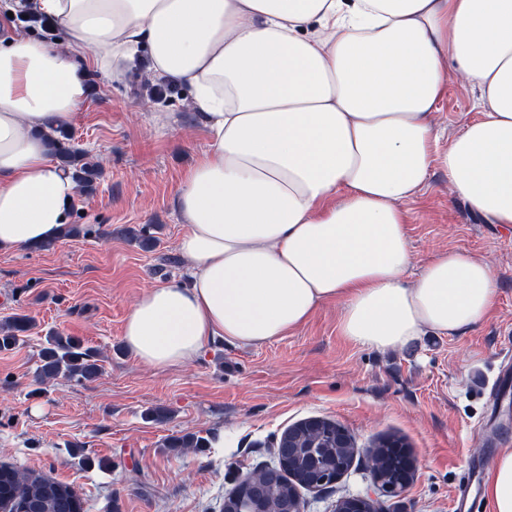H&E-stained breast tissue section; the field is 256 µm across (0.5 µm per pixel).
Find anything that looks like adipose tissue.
Here are the masks:
<instances>
[{
  "instance_id": "ef3b65f1",
  "label": "adipose tissue",
  "mask_w": 512,
  "mask_h": 512,
  "mask_svg": "<svg viewBox=\"0 0 512 512\" xmlns=\"http://www.w3.org/2000/svg\"><path fill=\"white\" fill-rule=\"evenodd\" d=\"M21 10L65 40L18 31ZM141 50L188 89L208 144L176 195L187 278L143 291L124 323L138 362L175 367L217 337L259 346L328 300L342 336L384 352L489 314L495 280L464 251L407 282L398 203L437 165L452 198L512 225V0H6L0 252L63 232L77 186L43 137L87 100L90 69L121 80ZM453 75L482 112L443 146L432 115ZM483 494L512 512V448Z\"/></svg>"
}]
</instances>
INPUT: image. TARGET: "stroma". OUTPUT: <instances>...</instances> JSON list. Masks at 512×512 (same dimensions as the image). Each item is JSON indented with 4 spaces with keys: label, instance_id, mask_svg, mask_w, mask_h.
<instances>
[{
    "label": "stroma",
    "instance_id": "stroma-1",
    "mask_svg": "<svg viewBox=\"0 0 512 512\" xmlns=\"http://www.w3.org/2000/svg\"><path fill=\"white\" fill-rule=\"evenodd\" d=\"M88 83L67 131L104 172L72 205L80 235L45 251L0 253V321L19 313L32 320L15 348L0 351V463L69 484L85 512H221L240 477L274 463L287 427L320 417L345 428L359 452L334 487L302 491L308 512H333L337 499L372 492L367 450L383 435L403 438L419 468L405 492L384 498L382 512H456L461 477L489 469L498 439L512 437V399L491 395L512 361V228L452 198L447 173L433 169L399 203L414 258L407 277L444 250L485 261L497 298L482 322L381 353L341 336V305L327 301L264 345L217 338L186 365L153 368L127 350L123 324L143 289L186 279L176 194L206 136L188 90L147 68L120 82L95 70ZM480 98L478 86L449 81L432 116L440 144L478 118ZM147 112L173 120L158 128ZM144 226L156 240L149 250L129 235ZM53 331L97 352L95 379L37 380ZM156 410L164 420L153 419ZM190 434L204 447H170Z\"/></svg>",
    "mask_w": 512,
    "mask_h": 512
}]
</instances>
